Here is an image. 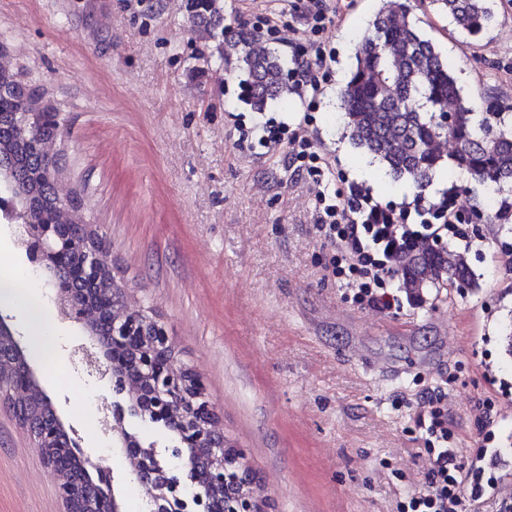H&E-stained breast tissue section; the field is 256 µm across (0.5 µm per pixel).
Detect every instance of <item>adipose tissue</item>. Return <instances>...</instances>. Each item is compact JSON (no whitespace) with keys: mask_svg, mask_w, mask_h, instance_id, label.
I'll return each instance as SVG.
<instances>
[{"mask_svg":"<svg viewBox=\"0 0 512 512\" xmlns=\"http://www.w3.org/2000/svg\"><path fill=\"white\" fill-rule=\"evenodd\" d=\"M0 300L13 303L24 310L34 351L42 355L50 352L52 321L43 305L37 281L25 272L17 276H1Z\"/></svg>","mask_w":512,"mask_h":512,"instance_id":"1","label":"adipose tissue"}]
</instances>
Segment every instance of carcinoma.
I'll return each mask as SVG.
<instances>
[{
  "label": "carcinoma",
  "instance_id": "carcinoma-1",
  "mask_svg": "<svg viewBox=\"0 0 512 512\" xmlns=\"http://www.w3.org/2000/svg\"><path fill=\"white\" fill-rule=\"evenodd\" d=\"M437 14L452 18L470 35L487 31L494 13L489 0H429ZM191 26L216 42L224 58V0H185ZM371 34L356 49L355 62L340 92L344 126L352 143L379 161L396 179H406L418 190L417 197L447 162L500 193L512 186V127L502 113L488 112L474 120L476 99L457 85L448 60L425 39L410 16L406 0H379L370 23ZM238 77L242 101L255 112L276 103L286 104L297 90L288 59L260 36L238 35ZM24 106L18 99L17 73L0 66V164L22 183L21 206H36L68 223L56 203L48 180L52 158L39 149L50 139L53 127L30 123L14 128L17 112H38V96L30 92ZM452 150L445 153L441 143ZM68 287L98 301L97 292L72 276L82 255L64 258ZM398 288L410 300H420L425 291L449 285L477 287V280L464 250L420 245L405 249L394 260ZM120 368L135 371L136 347L115 351ZM30 417L47 416L48 401L42 396L26 401Z\"/></svg>",
  "mask_w": 512,
  "mask_h": 512
}]
</instances>
